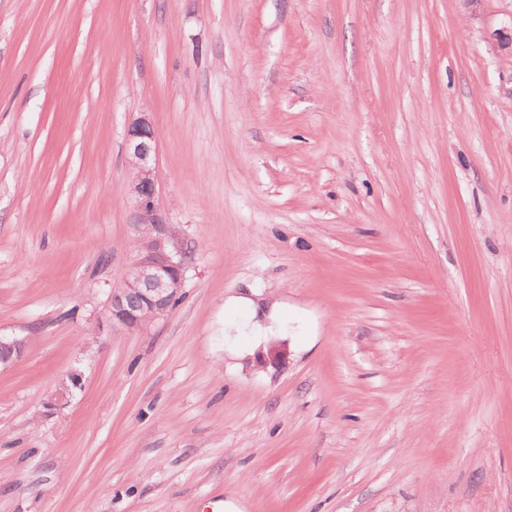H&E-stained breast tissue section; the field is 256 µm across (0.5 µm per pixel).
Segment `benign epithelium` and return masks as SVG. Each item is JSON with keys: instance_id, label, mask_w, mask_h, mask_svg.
I'll return each mask as SVG.
<instances>
[{"instance_id": "7a95c632", "label": "benign epithelium", "mask_w": 512, "mask_h": 512, "mask_svg": "<svg viewBox=\"0 0 512 512\" xmlns=\"http://www.w3.org/2000/svg\"><path fill=\"white\" fill-rule=\"evenodd\" d=\"M129 194L134 201L131 224L133 248L122 283L112 289L107 320L114 327L139 331L173 311V302L182 296L188 265L187 249L175 240L157 200V149L151 113L139 112L126 132ZM25 336H0V370L15 365L23 356ZM287 357L283 347L271 346L260 352L264 364L277 365ZM71 386L58 391L57 406L82 387V375H68Z\"/></svg>"}]
</instances>
